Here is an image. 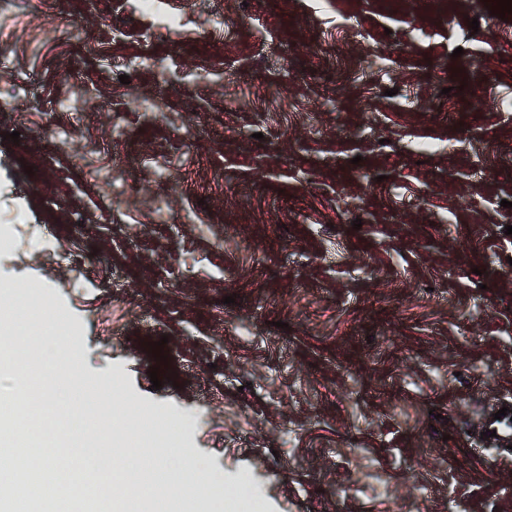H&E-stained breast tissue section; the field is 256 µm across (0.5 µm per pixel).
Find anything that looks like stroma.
Here are the masks:
<instances>
[{"label":"stroma","mask_w":512,"mask_h":512,"mask_svg":"<svg viewBox=\"0 0 512 512\" xmlns=\"http://www.w3.org/2000/svg\"><path fill=\"white\" fill-rule=\"evenodd\" d=\"M155 2L0 20V283L146 440L192 421L164 512H512V13ZM244 475L257 508L202 491ZM507 407V415L501 416V420H494L493 415L487 420L485 424V431L491 434L493 430H496V436L506 446L512 444V404L511 401L500 407ZM499 409V410H500ZM498 410V411H499ZM497 411V412H498Z\"/></svg>","instance_id":"1"}]
</instances>
